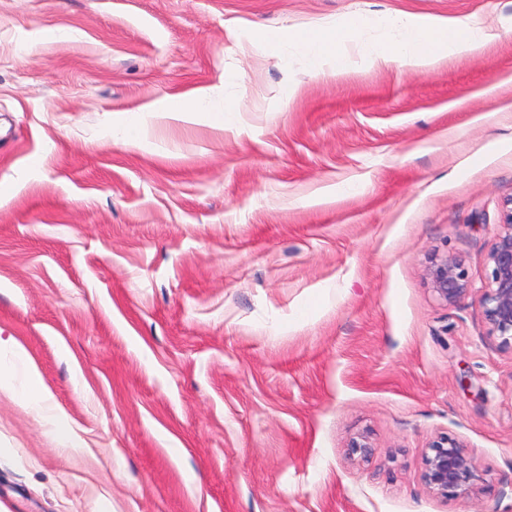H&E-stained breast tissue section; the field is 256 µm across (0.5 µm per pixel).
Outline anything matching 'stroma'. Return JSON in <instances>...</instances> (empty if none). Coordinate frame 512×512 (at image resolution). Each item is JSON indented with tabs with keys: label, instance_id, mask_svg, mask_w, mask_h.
I'll use <instances>...</instances> for the list:
<instances>
[{
	"label": "stroma",
	"instance_id": "1",
	"mask_svg": "<svg viewBox=\"0 0 512 512\" xmlns=\"http://www.w3.org/2000/svg\"><path fill=\"white\" fill-rule=\"evenodd\" d=\"M400 13L498 36L432 68L353 41L342 73L285 44L362 17L381 46ZM506 103L512 0H0V344L74 441L0 355V512H512V350L477 297ZM447 253L473 288L451 306ZM443 432L478 494L423 487ZM430 288L445 305H454L472 293L473 288L461 259L443 255L434 257L427 269ZM15 362L24 369L27 378V388L23 394H15L17 400L27 407H41L45 404L50 394L44 386L41 376L26 350L20 345H14Z\"/></svg>",
	"mask_w": 512,
	"mask_h": 512
}]
</instances>
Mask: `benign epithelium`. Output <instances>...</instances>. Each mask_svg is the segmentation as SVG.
I'll list each match as a JSON object with an SVG mask.
<instances>
[{"label":"benign epithelium","instance_id":"1","mask_svg":"<svg viewBox=\"0 0 512 512\" xmlns=\"http://www.w3.org/2000/svg\"><path fill=\"white\" fill-rule=\"evenodd\" d=\"M487 261L491 272L481 289L479 303L493 335L512 349V200L504 209L494 233ZM430 288L445 305H454L472 293L467 271L461 259L443 255L434 257L427 269ZM351 454L366 458L373 444L362 433L349 442ZM420 481L433 497L448 499L475 493L481 474L456 438L441 433L425 448L421 458Z\"/></svg>","mask_w":512,"mask_h":512}]
</instances>
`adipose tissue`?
Masks as SVG:
<instances>
[{
  "instance_id": "ef3b65f1",
  "label": "adipose tissue",
  "mask_w": 512,
  "mask_h": 512,
  "mask_svg": "<svg viewBox=\"0 0 512 512\" xmlns=\"http://www.w3.org/2000/svg\"><path fill=\"white\" fill-rule=\"evenodd\" d=\"M393 37L386 50L364 40L367 23L360 20L345 27L313 25L298 31L290 40L312 68H330L341 72L351 62L340 47L348 41L363 44V55L369 62L385 63L397 59L405 64L425 67L445 56L480 52L494 34L483 20L474 17L415 16L403 14L389 22Z\"/></svg>"
}]
</instances>
